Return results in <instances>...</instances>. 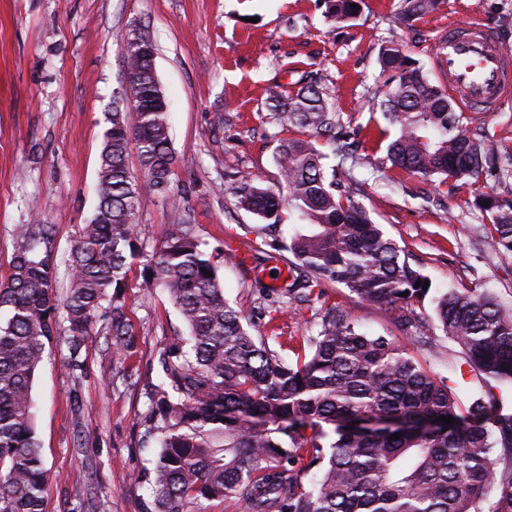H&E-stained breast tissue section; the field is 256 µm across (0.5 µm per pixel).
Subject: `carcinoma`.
<instances>
[{"mask_svg":"<svg viewBox=\"0 0 512 512\" xmlns=\"http://www.w3.org/2000/svg\"><path fill=\"white\" fill-rule=\"evenodd\" d=\"M359 0H326L337 24L353 20ZM438 0H401L413 22ZM153 42L127 39L132 104L107 117L99 157L98 206L80 225L68 254L51 224H22L11 273L0 280V512H44L48 469L37 437L32 388L46 345L66 323V366L102 324L112 353L135 347L126 279L141 267V287L163 288L185 332L158 354V379L147 386L145 442L157 448L144 473L155 512H208L211 501L246 499L251 512H512V413L491 391L473 395L467 414L445 380L423 368L392 338L361 330L333 301L340 285L358 299L396 311L406 332L427 339L416 309L428 277L354 199L355 142L333 91L322 78L295 96L272 91L267 123L296 135L278 140L276 188L251 173L232 188L236 209L253 215L258 235L277 229L283 212L310 229L288 244L263 241L253 259L286 250L288 286L258 290L252 312L269 335H255L224 296L220 259L190 220L167 225L163 244L146 250L138 231L144 194H164L174 175L168 100L152 59ZM379 60L388 78L368 102L397 131L385 159L394 169L437 180L454 193L474 187L482 237L512 256V198L477 189L483 178H512V162L476 124L456 111L406 46L388 41ZM332 146V154L322 145ZM136 149L141 176L129 167ZM71 269L58 301L61 263ZM408 295H403V292ZM312 312L313 330L297 338L288 360L272 343L287 312ZM438 327L465 364L487 382L512 384V309L476 288H453L435 303ZM441 416L454 423L445 424ZM399 434L394 439L392 435Z\"/></svg>","mask_w":512,"mask_h":512,"instance_id":"carcinoma-1","label":"carcinoma"}]
</instances>
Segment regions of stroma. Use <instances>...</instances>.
Wrapping results in <instances>:
<instances>
[{"mask_svg":"<svg viewBox=\"0 0 512 512\" xmlns=\"http://www.w3.org/2000/svg\"><path fill=\"white\" fill-rule=\"evenodd\" d=\"M398 3L362 0L355 19L337 24L326 18L324 0H0V279L10 274L19 225H53L64 251L92 215L105 114L122 104L126 40L136 29L156 47L174 155L167 197L142 198L144 242L160 246L167 226L186 213L210 248L253 242L256 221L235 209L231 184L249 172L278 182L266 89L291 92L303 77L321 74L337 111L360 131L361 203L431 282L419 312L432 315L440 292L465 287L512 307V256L482 242L472 191L442 199L434 183L387 168L385 123L365 101L367 89L384 80L385 42L406 45L431 77L433 43L451 20L480 14L512 47V0H440L410 25ZM221 274L225 297L250 312L261 279L232 263ZM140 281L132 268L125 290L136 333L130 357H113L98 328L81 370L65 366L64 337L46 347L32 390L49 469L45 512H152V493L136 480L154 456L142 441L144 392L157 379L159 350L183 324L166 293H146ZM333 295L366 332L398 338L468 408L482 378L461 372V350L440 330L425 344L405 334L395 314L340 286Z\"/></svg>","mask_w":512,"mask_h":512,"instance_id":"35a3bbf8","label":"stroma"}]
</instances>
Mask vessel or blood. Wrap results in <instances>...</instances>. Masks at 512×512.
<instances>
[{
	"mask_svg": "<svg viewBox=\"0 0 512 512\" xmlns=\"http://www.w3.org/2000/svg\"><path fill=\"white\" fill-rule=\"evenodd\" d=\"M435 68L449 97L466 112L497 111L512 98V53L473 16L465 24H449L437 43Z\"/></svg>",
	"mask_w": 512,
	"mask_h": 512,
	"instance_id": "b4317fda",
	"label": "vessel or blood"
}]
</instances>
